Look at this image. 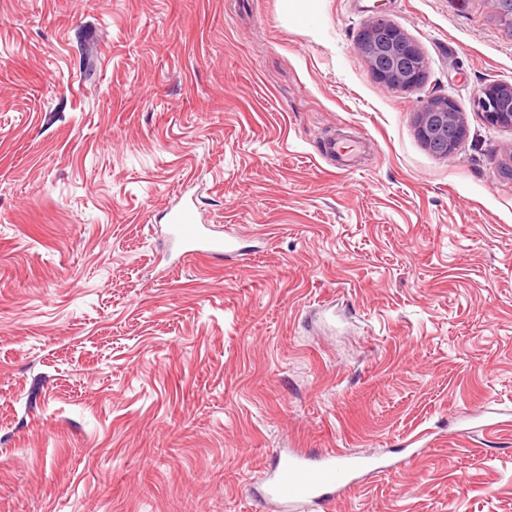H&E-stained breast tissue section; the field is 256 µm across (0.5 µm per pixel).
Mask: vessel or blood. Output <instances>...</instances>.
<instances>
[{
	"instance_id": "b4317fda",
	"label": "vessel or blood",
	"mask_w": 512,
	"mask_h": 512,
	"mask_svg": "<svg viewBox=\"0 0 512 512\" xmlns=\"http://www.w3.org/2000/svg\"><path fill=\"white\" fill-rule=\"evenodd\" d=\"M172 235L185 254H236L233 237L214 236L211 225L200 223L196 205L183 202L170 211ZM385 461L359 457L346 451L328 450L316 459L301 453L278 457L268 475L266 497L277 503L282 512H299L314 504L330 506L335 492L354 485L366 470H387Z\"/></svg>"
}]
</instances>
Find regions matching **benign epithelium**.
<instances>
[{
	"instance_id": "7a95c632",
	"label": "benign epithelium",
	"mask_w": 512,
	"mask_h": 512,
	"mask_svg": "<svg viewBox=\"0 0 512 512\" xmlns=\"http://www.w3.org/2000/svg\"><path fill=\"white\" fill-rule=\"evenodd\" d=\"M355 48L366 59L375 80L403 91L418 88L426 79L427 62L415 41L390 17L377 12L366 20L357 34ZM512 94V86H490L476 97L473 106L488 123L512 127V114L500 108L502 91ZM464 116L462 108L447 96H432L412 115L416 134L429 147L448 138V116Z\"/></svg>"
}]
</instances>
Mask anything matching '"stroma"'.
<instances>
[{
    "label": "stroma",
    "instance_id": "stroma-1",
    "mask_svg": "<svg viewBox=\"0 0 512 512\" xmlns=\"http://www.w3.org/2000/svg\"><path fill=\"white\" fill-rule=\"evenodd\" d=\"M378 6L426 57L415 90L355 48ZM492 85L491 0H0V512H277L280 450L423 431L332 512H512ZM433 95L469 130L443 158L412 124ZM335 135L356 168L322 157ZM189 197L244 256L178 260L164 215ZM503 87L490 86L476 97L473 106L477 112H481L488 123L499 127H512V114L503 112L500 108L502 102Z\"/></svg>",
    "mask_w": 512,
    "mask_h": 512
}]
</instances>
